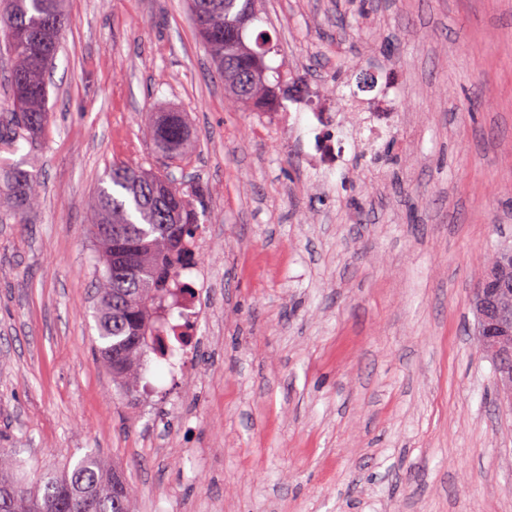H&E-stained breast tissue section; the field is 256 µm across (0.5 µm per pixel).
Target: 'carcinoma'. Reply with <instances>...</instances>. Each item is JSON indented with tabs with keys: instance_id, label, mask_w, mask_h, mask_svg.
Segmentation results:
<instances>
[{
	"instance_id": "cac0c4a2",
	"label": "carcinoma",
	"mask_w": 512,
	"mask_h": 512,
	"mask_svg": "<svg viewBox=\"0 0 512 512\" xmlns=\"http://www.w3.org/2000/svg\"><path fill=\"white\" fill-rule=\"evenodd\" d=\"M190 11L202 41L224 79L230 98L244 107L265 101L272 86L268 65L255 75L233 46L215 33L236 21L235 0H190ZM69 19L62 0H3L0 32L15 60L8 83L10 105L0 112V141L37 138L48 121L47 73L55 57L61 31ZM165 114L149 124L154 151L169 159L187 152L189 129L161 130ZM111 189L103 188L94 208V237L102 249L99 271L96 324L104 366L112 384L126 397H135L145 357L151 351L167 356L169 347L159 335L157 312L167 305L176 264L191 259L189 243L200 226L192 199L173 186L174 178L144 167L114 163L107 174ZM0 189L15 203V223L38 203L37 176L19 166L0 176ZM142 246L136 276L128 274L125 261L115 256L116 241ZM16 448H0V512H58L52 503L72 497L67 512H130L134 489L125 474L106 469L91 450L74 465L45 471L33 481L20 479Z\"/></svg>"
}]
</instances>
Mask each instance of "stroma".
<instances>
[{
	"label": "stroma",
	"mask_w": 512,
	"mask_h": 512,
	"mask_svg": "<svg viewBox=\"0 0 512 512\" xmlns=\"http://www.w3.org/2000/svg\"><path fill=\"white\" fill-rule=\"evenodd\" d=\"M50 121L0 143V448L24 475L87 450L135 512H512V411L473 292L512 244V0H258L285 92L231 104L187 0H64ZM387 94L385 114L360 100ZM190 146L157 158L150 116ZM344 142L325 166L315 113ZM195 195L219 295L151 409L98 357L91 219L112 163ZM0 189L7 191L15 203V223H24V217L38 203L39 181L37 176L22 169L20 166H13L0 173Z\"/></svg>",
	"instance_id": "obj_1"
}]
</instances>
